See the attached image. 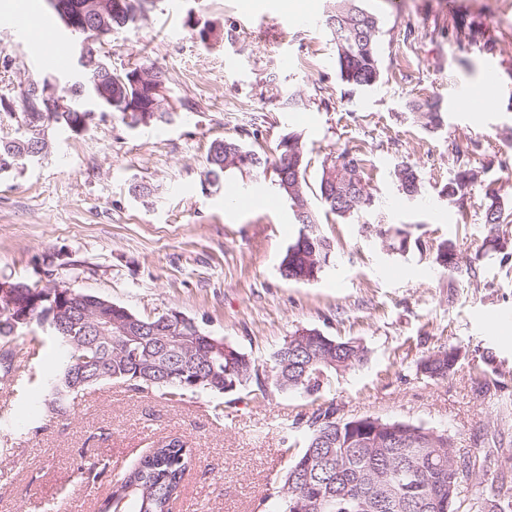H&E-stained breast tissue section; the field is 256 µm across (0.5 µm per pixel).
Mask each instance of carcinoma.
Wrapping results in <instances>:
<instances>
[{
    "label": "carcinoma",
    "mask_w": 512,
    "mask_h": 512,
    "mask_svg": "<svg viewBox=\"0 0 512 512\" xmlns=\"http://www.w3.org/2000/svg\"><path fill=\"white\" fill-rule=\"evenodd\" d=\"M127 12L106 18L108 31L127 28L143 18L155 6V0H126ZM336 45V66L342 83L353 90L373 88L381 81L378 56V18L364 11L360 0H332L322 19ZM97 63L80 70L82 79L61 90L71 102L72 112H32L30 106L38 102L32 96L29 82L22 97L21 111L8 116L16 122V136L0 139V163L16 166L17 157L40 160L47 155L48 130L61 127L73 133L84 131L80 117L86 99L93 98L103 111L116 112L130 128L142 126L137 113L148 111L151 104V86L135 84L131 77L139 72L161 71L139 64L120 72H107ZM413 110L426 127L442 124L438 101L416 102ZM289 139L296 145L292 158L285 159L277 150L274 169L283 171L297 167L298 179L288 183L277 178L280 194L291 204L296 223L301 225L297 239L288 246L280 263V275L296 282L316 280L322 273L329 255V240L318 230L317 215L312 209L309 186L305 174L308 163L300 136ZM207 181L211 184L224 179L230 172L259 174L267 170L269 158L256 149L244 146L234 139L214 141L207 156ZM362 159L349 150H341L322 166L318 196L324 208L341 219L368 208L373 195L360 177ZM399 191L404 196L421 195V182L416 170L403 165L395 170ZM471 182L469 171L456 173L448 183V197L464 195ZM505 222L504 211L497 199L485 209V223L494 229ZM437 263L444 268L458 264L453 246L438 250ZM23 299L38 306L31 321L51 327L58 343L60 358L54 370L52 388H65L72 368L73 345L66 333L52 325L49 312L58 308L64 320L80 321L91 316L88 308L96 306L114 319L127 317V309L114 304L106 306L99 297L61 287L52 300L42 299L35 285L25 289ZM139 332L128 341L123 336L112 337V343L90 337V349L83 354L90 358L100 356L109 361L108 380H120L135 390L158 388L170 401H180L189 391L224 394L226 388L212 382L192 386L191 378L201 374L214 377L222 384L242 383L251 377L255 365L238 349L227 346L222 357L207 358L203 347L192 341L185 344L180 354L161 343L160 329L174 338L193 336L199 329L184 326L176 329L160 326L162 317H137ZM367 359V349L360 343L325 339L315 332L305 343H286L277 352L271 366L272 384L281 391L303 390L316 393L329 378L339 371L336 363L346 362L348 369ZM458 359L455 350H439L428 356L420 366L431 377H446ZM159 365H165L175 374L173 381L145 379V374ZM291 453L283 486L287 492L280 496V512H459L458 495L448 496V486L457 484L459 470L449 463L448 436L423 426L402 421H383L380 427L364 420L358 424L335 416L326 409L314 416L308 425L302 448H286ZM193 464V451L177 439L164 440L143 457L127 474V480L101 504L103 512H113L118 502L128 498V512H170L172 503L180 496L185 475Z\"/></svg>",
    "instance_id": "carcinoma-1"
}]
</instances>
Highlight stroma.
I'll return each mask as SVG.
<instances>
[{
	"label": "stroma",
	"mask_w": 512,
	"mask_h": 512,
	"mask_svg": "<svg viewBox=\"0 0 512 512\" xmlns=\"http://www.w3.org/2000/svg\"><path fill=\"white\" fill-rule=\"evenodd\" d=\"M364 0L380 21L382 79L347 91L336 48L321 20L327 0H159L135 26L104 38L114 69L147 63L163 71L173 121L135 129L116 113L87 132L51 130L45 158L0 174V278L52 281L154 318L171 311L246 353L261 376L227 394L171 402L112 381L75 399L69 416L44 401L57 358L47 327L30 325L10 343L0 376V512H98L117 480L151 448L177 437L193 466L172 512H278L288 468L285 442L299 443L317 411L378 417L446 433L465 458L458 497L480 512H512V223L499 250L485 245L489 193L512 216V0ZM308 14L299 28L291 19ZM0 11V99L20 111L35 78L71 80L76 63L41 66L39 41L18 37ZM209 22L216 41L192 25ZM293 57L279 64L281 52ZM501 62L492 108L456 105V88L476 87L485 62ZM295 106H285L288 96ZM438 100L444 122H416L411 106ZM300 134L306 180L316 187L324 160L347 149L362 159L374 196L341 219L309 202L332 246L317 280L293 282L280 262L298 236L273 171L205 181L213 141L235 138L274 154ZM410 164L422 184L410 200L395 171ZM472 170L463 198L444 189ZM151 188L142 198L130 184ZM413 241L391 250L376 225ZM459 261L438 265L441 245ZM318 330L360 342L363 364L334 374L314 394L280 391L268 379L275 353L294 332ZM459 353L453 372L430 378L420 362Z\"/></svg>",
	"instance_id": "stroma-1"
}]
</instances>
